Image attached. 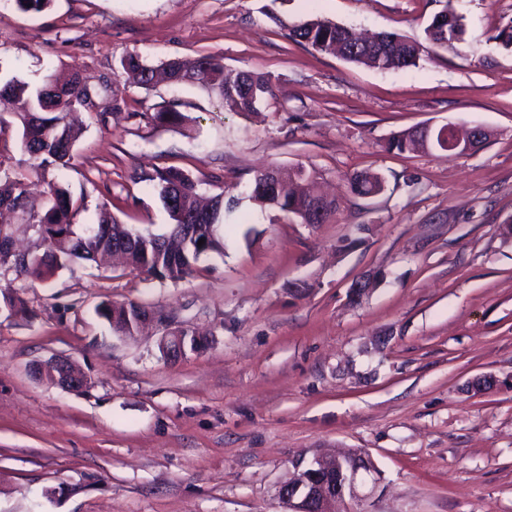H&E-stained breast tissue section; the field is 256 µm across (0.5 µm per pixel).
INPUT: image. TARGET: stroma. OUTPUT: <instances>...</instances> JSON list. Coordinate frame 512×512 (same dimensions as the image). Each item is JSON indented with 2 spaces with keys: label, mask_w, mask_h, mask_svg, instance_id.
Returning <instances> with one entry per match:
<instances>
[{
  "label": "stroma",
  "mask_w": 512,
  "mask_h": 512,
  "mask_svg": "<svg viewBox=\"0 0 512 512\" xmlns=\"http://www.w3.org/2000/svg\"><path fill=\"white\" fill-rule=\"evenodd\" d=\"M466 43L432 46L441 10ZM323 19L393 32L418 66L381 70L321 54L290 29ZM512 0H52L40 13L0 0V85L53 73L108 81L80 111L69 167L37 177L20 124L0 110V176L32 181L12 219L18 246H45L47 181L147 234L171 219L141 171L177 167L199 192L240 201L228 247L173 281L76 262L47 281L0 267V512H285L279 491L314 451L358 448L380 473L355 512H512ZM223 57L268 77L275 98L245 117L200 87L127 84L122 58ZM173 109L177 125L154 121ZM482 125L480 149L391 152L430 124ZM304 168L334 196L327 223L301 224L248 199L255 174ZM385 181L373 198L348 179ZM373 275L352 298L350 287ZM23 302L25 313L13 305ZM103 302L170 317L132 337L97 317ZM200 347L167 358V328ZM72 358L73 392L33 365ZM383 185L384 180L381 176L368 171L355 173L349 181L350 191L359 197L381 189Z\"/></svg>",
  "instance_id": "1"
}]
</instances>
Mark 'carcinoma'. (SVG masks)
<instances>
[{"label": "carcinoma", "instance_id": "carcinoma-1", "mask_svg": "<svg viewBox=\"0 0 512 512\" xmlns=\"http://www.w3.org/2000/svg\"><path fill=\"white\" fill-rule=\"evenodd\" d=\"M427 39L438 48L453 47L465 41L466 27L462 17L456 15L449 24L437 25L430 22L425 29ZM289 37L310 46L319 53L338 55L350 63L369 64L381 70H399L417 66L422 55L421 46L395 33H383L377 38L383 49L359 45L353 40L351 30L343 25L321 19L307 20L294 26ZM121 68L126 80L139 87L148 88L159 80L173 84L196 85L214 96L229 112L250 114L269 105L274 98L270 80L250 72H238L237 78L229 79L230 71L224 66V59L206 55L195 63L187 65L178 59H168L155 65L147 60L130 55L121 60ZM93 92L78 75L72 74L62 82L49 81L33 86L13 78L0 86V104L9 105L14 110L21 128V148L40 159L34 173L46 165L70 164L77 132L68 121L71 105L76 108L96 107ZM139 179L153 183L159 196L170 213L173 224L169 234L178 238L175 225L181 223L180 215L195 217L196 224H219L225 215L234 211L237 202L231 198L224 200V194L210 199L202 205L197 192L198 182L192 176L174 167L155 169L143 173ZM384 185L381 176L368 171L355 173L349 181L350 191L361 197ZM248 198L262 211L275 209L286 216L304 221L303 211L313 204L320 205L323 221L336 214V202L324 198L316 190L315 180L304 169H298L288 178L283 199L277 203L259 193H251ZM27 208V183L21 178L0 180V266L8 265L17 273L43 281L54 272L76 260L93 261L96 256L112 247V238L107 228L119 221L108 212L101 213L93 235H79L73 230L78 213L68 189L53 182L47 183V207L38 220L42 239L47 250L40 256L18 253L13 247L10 223L5 216L22 213ZM202 258L198 252V241L184 247L181 267L171 279L178 280L190 274ZM152 264L145 262V256L133 252L127 263L135 269L166 277L167 254H150ZM95 312L107 322H115L118 330L124 329L122 317L124 305L101 303Z\"/></svg>", "mask_w": 512, "mask_h": 512}]
</instances>
